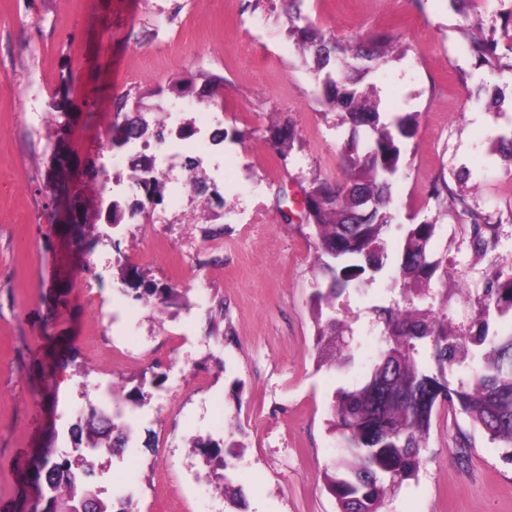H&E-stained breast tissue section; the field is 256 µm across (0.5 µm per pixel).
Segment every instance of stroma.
Returning a JSON list of instances; mask_svg holds the SVG:
<instances>
[{
    "mask_svg": "<svg viewBox=\"0 0 512 512\" xmlns=\"http://www.w3.org/2000/svg\"><path fill=\"white\" fill-rule=\"evenodd\" d=\"M302 10L343 43L392 38L387 64L359 87L386 117L418 120L391 180L387 264L336 302L359 338L346 370L316 366L310 299L323 276L292 195L318 177L341 182L352 132L320 101L322 76L288 33V0H0V512H24L34 459L69 452L68 427L111 385L145 398L112 404L132 431L99 462L100 498L129 499L134 512H229L226 474L244 512H338L323 478L344 453L333 395L360 383L378 353L373 307L394 286L402 225L436 223L433 252L472 294L512 269V160L493 149L512 129V71L474 67L461 49L466 18L448 0H304ZM203 71L223 76L222 104L200 103ZM71 75L80 107L63 133L50 104ZM480 83L501 89L502 104L470 99ZM164 108L200 136L211 112L226 134L200 163L202 193L186 188L172 142L154 149L162 196L180 193L202 221L157 205L99 222L76 283L78 227L60 213L95 183L51 181V153L103 170L110 196L129 204L125 167L112 162L128 151L110 149L109 125H153ZM275 125L296 132L288 156ZM439 179L491 215L494 251L476 253L468 224L431 198ZM215 236L223 249L209 248ZM129 268L174 296L136 299ZM200 438L226 451V466L195 451ZM426 455L385 512H512V463L465 415L435 411Z\"/></svg>",
    "mask_w": 512,
    "mask_h": 512,
    "instance_id": "stroma-1",
    "label": "stroma"
}]
</instances>
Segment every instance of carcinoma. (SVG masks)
Wrapping results in <instances>:
<instances>
[{"label":"carcinoma","instance_id":"carcinoma-1","mask_svg":"<svg viewBox=\"0 0 512 512\" xmlns=\"http://www.w3.org/2000/svg\"><path fill=\"white\" fill-rule=\"evenodd\" d=\"M303 0H290L289 32L313 54L317 71L325 72V106L340 111L354 137L342 148L344 175L333 185L314 179L303 189L304 216L316 233V265L326 288L314 292L317 364L342 369L352 364L353 329L336 318V300L366 280V273L384 266L385 234L392 221L390 181L398 170L403 140L416 134L413 112L385 123L378 105L358 89L349 72L376 69L390 53L389 41L359 34L341 44L326 36L302 13ZM463 50L478 66L512 70L506 62L512 45L501 52L495 34L462 28ZM365 132L366 141L357 135ZM144 127L127 120L112 125L110 146L122 149ZM433 197L469 222L475 251L495 248L496 229L490 216L473 208L447 183H433ZM97 217L120 223V203L98 198ZM436 225L408 224L399 245L402 301L373 308L381 324L382 347L363 381L334 393L333 424L347 456L324 471L326 487L339 512H381L383 501L415 478L437 408L460 410L473 426L505 449L512 462V325L488 335L487 318H512V270H499L472 300L477 329L456 328L442 308L423 306L434 276L448 275L443 260L430 250ZM131 427L118 424L106 411L89 406L86 416L69 428L72 453L46 455L32 481L38 495L28 512H77L84 499L97 496L84 478L95 474L97 460L125 447Z\"/></svg>","mask_w":512,"mask_h":512}]
</instances>
